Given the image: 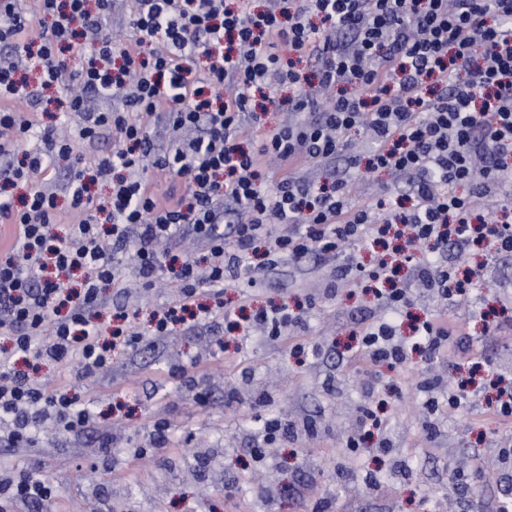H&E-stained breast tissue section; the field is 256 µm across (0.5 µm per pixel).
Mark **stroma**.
Wrapping results in <instances>:
<instances>
[{
  "label": "stroma",
  "mask_w": 512,
  "mask_h": 512,
  "mask_svg": "<svg viewBox=\"0 0 512 512\" xmlns=\"http://www.w3.org/2000/svg\"><path fill=\"white\" fill-rule=\"evenodd\" d=\"M35 118L75 140L87 157L111 152V137H78V115L39 106ZM451 264L480 266L468 300L448 306L417 296L411 312L426 320L444 312L466 320L461 346H475L483 370L512 379V254L487 256L477 249L450 250ZM335 260L312 259L269 270L248 291H224L227 307L253 311L279 305H310L299 335L304 355L291 354V335L274 341L261 329L245 337L223 319L194 324L173 336L150 333L153 311L176 292L171 281L147 289L129 277L121 302L140 308L138 329L146 339L119 354L108 374L79 389L94 413L83 432L47 439L37 447L0 445V462L13 472L50 480L48 504H23L17 512H497L512 498V467L499 451L512 444V431L484 421L480 397L444 414L435 435L421 404L432 375L447 376L441 364L427 367L413 355L415 370L398 378L387 368L365 377L344 353L351 324L381 313L372 292L359 286L329 290ZM199 361L206 370L205 401L179 372ZM371 407L382 428L372 430L367 454L355 456L345 436L361 406ZM279 417L299 427L264 445V419ZM167 425L157 445L155 422ZM267 447L264 464L252 449ZM145 449L143 459L132 451ZM483 466L488 479L477 495L459 493L449 474L459 463Z\"/></svg>",
  "instance_id": "obj_1"
}]
</instances>
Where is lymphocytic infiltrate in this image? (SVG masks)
Returning <instances> with one entry per match:
<instances>
[{"mask_svg":"<svg viewBox=\"0 0 512 512\" xmlns=\"http://www.w3.org/2000/svg\"><path fill=\"white\" fill-rule=\"evenodd\" d=\"M120 2L0 0V223L13 229L0 253L6 441L34 445L89 424L80 380L143 340L136 312L106 307L103 296L131 273L148 286L179 284L177 299L153 313L155 336L186 326L206 284L201 319L220 314L229 328L246 335L258 326L276 340L303 328L302 312L281 305L247 316L225 307V288L284 261L343 252L338 282L365 286L389 312L352 327L351 362L401 375L413 351L433 363L458 358L467 326L455 319L416 326L423 341L414 348L397 341L393 316L412 307V283L387 260L369 270L346 249L400 240L415 281L456 302L472 284L442 263L449 248L512 251V215L473 220L485 200L512 199V0H268L260 12L229 0H134L124 42L112 36ZM33 27L34 43L25 39ZM306 58L319 61L311 85L298 68ZM22 69L37 70L39 85L17 80ZM46 89L81 116L80 138L111 132L112 152L87 160L69 135L26 119L19 103L38 107ZM92 94L123 108L88 111ZM259 94L286 123L258 129ZM33 136L40 147L31 151ZM347 155L411 177L413 208L395 212L385 193L356 201L346 177L318 185L302 175ZM62 159V193L35 183ZM272 162L280 176L265 192L257 182ZM99 178L109 179L107 194L91 193ZM163 178L184 182L175 202L159 201ZM233 211L242 219L228 239L220 226ZM188 237L206 250L205 267L174 255ZM44 364L57 385L39 377ZM54 495L47 480L0 472V512Z\"/></svg>","mask_w":512,"mask_h":512,"instance_id":"lymphocytic-infiltrate-1","label":"lymphocytic infiltrate"}]
</instances>
